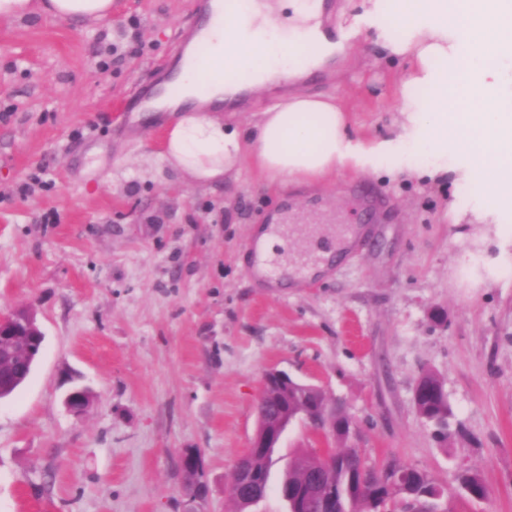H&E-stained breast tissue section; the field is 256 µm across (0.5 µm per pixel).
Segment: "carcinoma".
<instances>
[{
	"label": "carcinoma",
	"mask_w": 512,
	"mask_h": 512,
	"mask_svg": "<svg viewBox=\"0 0 512 512\" xmlns=\"http://www.w3.org/2000/svg\"><path fill=\"white\" fill-rule=\"evenodd\" d=\"M429 391L417 405L421 418L434 428L435 438L446 443L452 437L448 422L450 407L444 392L442 379L433 371L425 372ZM326 406L324 393L312 391L288 392V411L295 414H311ZM335 461L327 463L318 455L300 452L288 465L283 481L296 488L304 487L312 473L322 476L329 493L336 494V512H431L439 502L429 499L433 491L442 485L427 471L407 465L392 463L377 467L369 464L358 448H343L334 452ZM254 471V480L260 481L270 474L272 456L258 454L246 459ZM388 470L404 472L406 492L402 495L389 492L383 486ZM458 488L473 500H484L488 489L480 475L468 468H461L456 475Z\"/></svg>",
	"instance_id": "carcinoma-1"
}]
</instances>
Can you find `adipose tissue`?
<instances>
[{"instance_id":"obj_1","label":"adipose tissue","mask_w":512,"mask_h":512,"mask_svg":"<svg viewBox=\"0 0 512 512\" xmlns=\"http://www.w3.org/2000/svg\"><path fill=\"white\" fill-rule=\"evenodd\" d=\"M405 21L393 27L388 0H359L354 26L376 30L389 53L407 59L393 134L364 141L347 132L344 110L330 95L297 92L258 114L252 140L213 110L224 93V76L254 71L262 91L297 76L286 67L269 71L266 30L279 27L264 9L238 19L215 14L208 33L207 66L185 58L173 103L193 100L164 129L161 157L189 182H224L249 162L280 187H319L342 169L455 184L487 176L481 197L464 205L451 200L453 222L473 217L496 225L512 243V0H397ZM39 15L76 23H103L112 0H0V19Z\"/></svg>"}]
</instances>
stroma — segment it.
I'll list each match as a JSON object with an SVG mask.
<instances>
[{
	"label": "stroma",
	"instance_id": "35a3bbf8",
	"mask_svg": "<svg viewBox=\"0 0 512 512\" xmlns=\"http://www.w3.org/2000/svg\"><path fill=\"white\" fill-rule=\"evenodd\" d=\"M196 2L113 0L104 24L0 21V315L27 311L44 334L31 377L0 400V512H194L187 448L204 457L200 507L227 512L272 367L354 421L339 447L428 471L448 512H512V247L448 220L447 181L343 170L292 201L247 165L181 180L160 157L169 113L136 124L123 106L166 71ZM405 68L365 28L300 84L336 95L367 141L391 131ZM358 186L387 209L328 273L296 288L250 275L256 225L297 210L277 251L296 263ZM426 369L453 412L445 444L413 401ZM79 386L92 397L77 416L64 399ZM318 448L293 423L272 484ZM461 465L486 500L458 495Z\"/></svg>",
	"mask_w": 512,
	"mask_h": 512
}]
</instances>
